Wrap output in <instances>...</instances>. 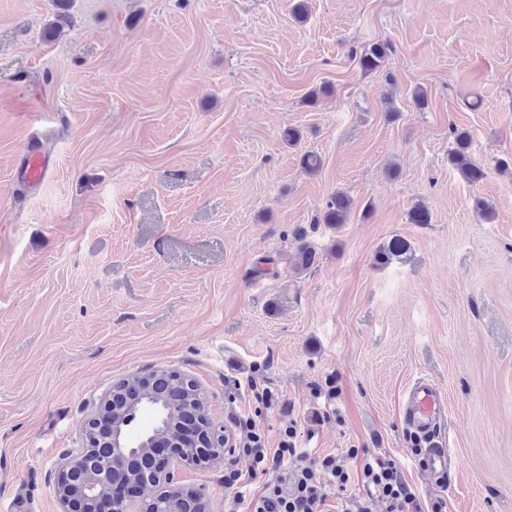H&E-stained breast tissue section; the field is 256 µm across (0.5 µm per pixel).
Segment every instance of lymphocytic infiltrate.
I'll use <instances>...</instances> for the list:
<instances>
[{"mask_svg": "<svg viewBox=\"0 0 512 512\" xmlns=\"http://www.w3.org/2000/svg\"><path fill=\"white\" fill-rule=\"evenodd\" d=\"M241 452L249 457L253 470L270 480L253 489L242 481L238 469L224 472V487L231 490V512H323L327 486L343 491L340 512H446V502L427 499L404 478L399 464L388 456L364 454L356 468H348L344 457L326 454L316 459L295 448L292 439L268 447L266 438L251 420H239ZM358 482L365 497L347 495L349 484Z\"/></svg>", "mask_w": 512, "mask_h": 512, "instance_id": "1", "label": "lymphocytic infiltrate"}]
</instances>
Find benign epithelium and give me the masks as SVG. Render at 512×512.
Listing matches in <instances>:
<instances>
[{"label": "benign epithelium", "mask_w": 512, "mask_h": 512, "mask_svg": "<svg viewBox=\"0 0 512 512\" xmlns=\"http://www.w3.org/2000/svg\"><path fill=\"white\" fill-rule=\"evenodd\" d=\"M107 435L105 445L109 451L88 467L76 466L79 453L64 452L54 466L55 490L61 505V512H83L88 501L96 502L97 512H129L128 493L116 492V485L125 481L132 453L140 449L148 451L167 444V448L155 456L152 472L134 481V492L139 493L149 486L168 485V489L151 497L144 504L142 512H158L156 505L164 499H179L189 496L201 500L202 492L184 490L174 486V467L197 465L203 461L206 445H218L209 460L220 462L224 453L232 447L224 437L222 426L210 422L206 432H196L191 437L180 433L176 436L152 429L143 434L133 432L130 423L119 421L112 415L110 395L99 399L84 430V447Z\"/></svg>", "instance_id": "benign-epithelium-1"}]
</instances>
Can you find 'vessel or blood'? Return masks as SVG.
<instances>
[{
	"instance_id": "vessel-or-blood-1",
	"label": "vessel or blood",
	"mask_w": 512,
	"mask_h": 512,
	"mask_svg": "<svg viewBox=\"0 0 512 512\" xmlns=\"http://www.w3.org/2000/svg\"><path fill=\"white\" fill-rule=\"evenodd\" d=\"M24 178L35 185L52 167L49 157L40 149L27 147L21 158ZM447 411V397L433 382L425 378L412 381L403 405L406 427L419 443L415 461L421 473L432 477L450 474L455 452L442 422Z\"/></svg>"
}]
</instances>
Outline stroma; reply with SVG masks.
Masks as SVG:
<instances>
[{"label":"stroma","instance_id":"stroma-1","mask_svg":"<svg viewBox=\"0 0 512 512\" xmlns=\"http://www.w3.org/2000/svg\"><path fill=\"white\" fill-rule=\"evenodd\" d=\"M307 5L299 23L292 0H0V512H61L53 466L94 403L160 368L226 436L249 416L272 448L292 429L313 457L390 456L447 512H512V0ZM456 129L478 183L448 162ZM31 137L57 159L35 190ZM299 226L310 269L257 276ZM394 238L405 259L375 267ZM418 377L448 399L438 481L402 421ZM224 467L176 477L228 512ZM390 51L391 47L389 43L383 40L365 45L362 49L359 63L366 71L376 70L381 67ZM350 217V199L343 192H336L326 202L322 221L332 228H339L346 224Z\"/></svg>","mask_w":512,"mask_h":512}]
</instances>
